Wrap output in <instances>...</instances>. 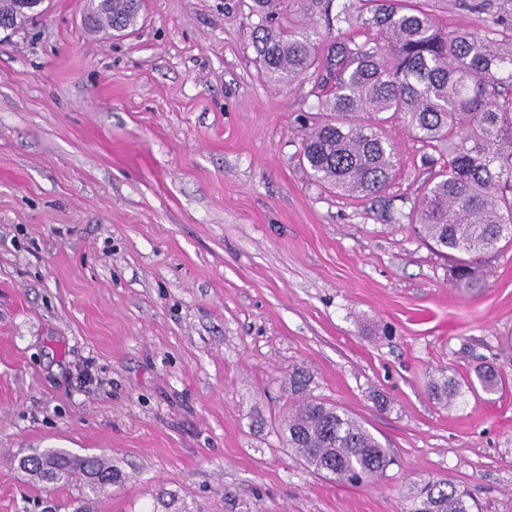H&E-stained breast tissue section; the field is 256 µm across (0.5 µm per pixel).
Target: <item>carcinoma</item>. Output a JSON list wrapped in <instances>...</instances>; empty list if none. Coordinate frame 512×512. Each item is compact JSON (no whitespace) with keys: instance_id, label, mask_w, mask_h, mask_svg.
Segmentation results:
<instances>
[{"instance_id":"obj_1","label":"carcinoma","mask_w":512,"mask_h":512,"mask_svg":"<svg viewBox=\"0 0 512 512\" xmlns=\"http://www.w3.org/2000/svg\"><path fill=\"white\" fill-rule=\"evenodd\" d=\"M364 35L323 37L319 9ZM464 7L484 14L480 28L445 32L421 0H253L256 50L270 80L317 87L321 121L307 133L303 161L321 184L350 196L377 197L397 166L384 113L448 162L431 178L407 215L424 237L453 259L452 283L470 287L477 257L512 243V15L487 0ZM92 28L124 32L138 21L141 0H88ZM30 21L17 0H0V28ZM468 389L492 394L501 386L490 366L474 369ZM310 376L296 371L288 389L297 399L281 423L288 447L308 467L336 482H374L392 464L388 449L347 410L311 395ZM429 389L447 406L461 396L448 377ZM21 469L47 480L71 479L102 490L124 480L100 457L34 448ZM471 492L447 480L423 479L404 498L402 512H472Z\"/></svg>"}]
</instances>
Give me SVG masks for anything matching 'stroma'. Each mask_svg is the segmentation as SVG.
<instances>
[{"mask_svg":"<svg viewBox=\"0 0 512 512\" xmlns=\"http://www.w3.org/2000/svg\"><path fill=\"white\" fill-rule=\"evenodd\" d=\"M251 0H142L126 36L82 0L0 32V512H401L413 481L512 512V246L482 287L407 213L429 149L397 120L381 197L302 162L311 83L267 79ZM489 364L497 393L428 391ZM362 421L395 462L333 482L288 448V377ZM96 455L98 495L20 469ZM429 389L435 399L447 406L456 404L462 394L458 385L448 381V377H444L443 374L430 380Z\"/></svg>","mask_w":512,"mask_h":512,"instance_id":"1","label":"stroma"}]
</instances>
